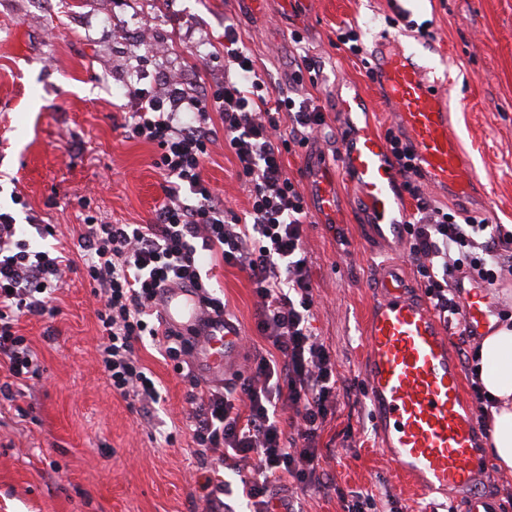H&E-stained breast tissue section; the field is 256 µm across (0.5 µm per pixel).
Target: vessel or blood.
I'll return each mask as SVG.
<instances>
[{
    "label": "vessel or blood",
    "instance_id": "obj_1",
    "mask_svg": "<svg viewBox=\"0 0 512 512\" xmlns=\"http://www.w3.org/2000/svg\"><path fill=\"white\" fill-rule=\"evenodd\" d=\"M446 58H434L385 36L374 53L373 83L395 103V120L404 129L423 172L438 186L462 196L471 178L461 149L448 136L447 82L440 74ZM337 164L367 207L369 236L383 244L404 240L406 210L398 192L399 172L384 138L360 129L347 136ZM320 215L336 211L332 180L317 176L312 185ZM380 300L368 310L363 375L373 400L382 453L424 495L464 489L481 465L480 432L466 405L464 368L449 353L446 325L414 298L401 267L377 275ZM158 308L164 325L192 337L193 359L205 377L220 378L241 343V330L227 318L205 321L204 307L190 288L161 291ZM490 311L486 294L472 292L459 309L467 336L482 335Z\"/></svg>",
    "mask_w": 512,
    "mask_h": 512
}]
</instances>
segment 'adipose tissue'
Masks as SVG:
<instances>
[{"mask_svg": "<svg viewBox=\"0 0 512 512\" xmlns=\"http://www.w3.org/2000/svg\"><path fill=\"white\" fill-rule=\"evenodd\" d=\"M479 382L491 396L486 451L498 468L512 470V322L490 325L478 349Z\"/></svg>", "mask_w": 512, "mask_h": 512, "instance_id": "obj_1", "label": "adipose tissue"}]
</instances>
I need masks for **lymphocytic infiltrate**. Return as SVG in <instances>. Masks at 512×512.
Returning a JSON list of instances; mask_svg holds the SVG:
<instances>
[{"label":"lymphocytic infiltrate","instance_id":"f902f5d3","mask_svg":"<svg viewBox=\"0 0 512 512\" xmlns=\"http://www.w3.org/2000/svg\"><path fill=\"white\" fill-rule=\"evenodd\" d=\"M233 25L224 28V81L198 96L179 87L159 94L130 86L134 110L126 138L153 144L165 178V200L151 224H115L85 218L81 260L103 299L99 362L113 392L151 422L161 393L137 355L140 344H161L166 359L183 363L190 340L164 327L154 314L161 289H194L208 313L224 302L201 254L221 256L246 272L257 298L256 326L268 345L247 371L223 389L190 394L188 418L200 465L206 512H235L221 470L242 472V497L250 512H271L273 491L290 481L332 490L320 471L316 439L339 394L351 388L336 370L330 349L312 326L314 295L304 226V194L288 176L284 156L321 130L325 115L313 98L277 90L240 46ZM193 113L194 124L182 121ZM221 122L240 180L250 192L247 223L227 218L222 201L203 177L204 163ZM402 189L415 203L405 222L406 249L425 294L444 319L459 313L450 281L463 274L494 287L512 274V234L490 233L485 220L436 206L424 193L413 150L387 134ZM61 252L34 251L12 214L0 211V363L19 387L38 377L25 337L15 332L23 317L55 315L53 295L65 274Z\"/></svg>","mask_w":512,"mask_h":512}]
</instances>
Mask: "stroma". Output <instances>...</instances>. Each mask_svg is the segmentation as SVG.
<instances>
[{"mask_svg":"<svg viewBox=\"0 0 512 512\" xmlns=\"http://www.w3.org/2000/svg\"><path fill=\"white\" fill-rule=\"evenodd\" d=\"M152 31H135L141 17ZM377 21L374 29L364 19ZM234 25L259 73L291 89L305 56L320 68L314 95L328 129L285 158L301 191L324 171L336 181L331 221L312 216L305 247L314 288L313 327L353 387L317 439L320 466L343 491H371L386 512H460L463 490L430 498L405 492L380 454L362 374L366 313L376 295L375 268L404 264V252L367 244V216L335 158L353 126L385 134L394 104L376 91L362 64L336 43V30L359 28L366 53L381 34L400 32L417 50L444 51L449 62L451 133L465 155L473 192L457 201L431 183L432 200L463 207L512 231V0H0V209L11 212L32 247L77 250L81 224L98 215L115 224H150L165 181L156 146L125 138L126 94L145 47H152L160 90L193 93L224 79V27ZM361 95L359 114L344 103ZM203 175L229 215L249 210L235 158L216 137ZM56 225L61 239L38 236L30 219ZM210 275L225 313L247 339L225 378L252 362L266 343L256 328L253 286L239 268L214 262ZM51 318H22L24 336L43 370L13 399L0 394V512H204L203 480L186 422L189 378L156 347L140 349L162 400L152 426L113 392L98 362L99 300L83 271L66 273ZM302 512H342L336 494L278 486L273 504Z\"/></svg>","mask_w":512,"mask_h":512,"instance_id":"obj_1","label":"stroma"}]
</instances>
